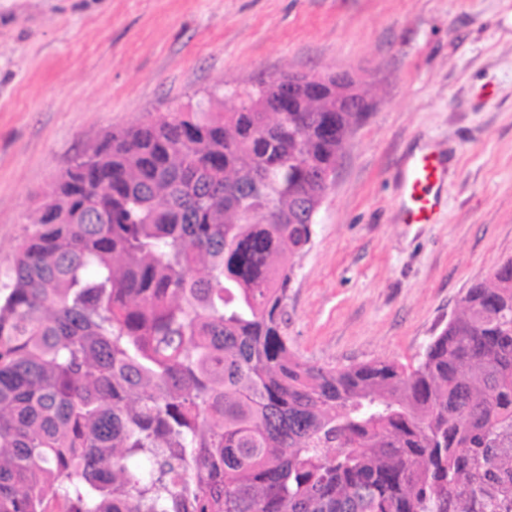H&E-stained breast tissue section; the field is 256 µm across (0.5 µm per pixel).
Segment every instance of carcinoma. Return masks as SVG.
Wrapping results in <instances>:
<instances>
[{"instance_id":"carcinoma-1","label":"carcinoma","mask_w":512,"mask_h":512,"mask_svg":"<svg viewBox=\"0 0 512 512\" xmlns=\"http://www.w3.org/2000/svg\"><path fill=\"white\" fill-rule=\"evenodd\" d=\"M346 79L210 92L44 194L0 274V512H512V259L412 363L290 345Z\"/></svg>"}]
</instances>
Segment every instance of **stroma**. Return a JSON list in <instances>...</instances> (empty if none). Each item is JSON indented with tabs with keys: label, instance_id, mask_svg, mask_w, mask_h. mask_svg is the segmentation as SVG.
<instances>
[{
	"label": "stroma",
	"instance_id": "stroma-1",
	"mask_svg": "<svg viewBox=\"0 0 512 512\" xmlns=\"http://www.w3.org/2000/svg\"><path fill=\"white\" fill-rule=\"evenodd\" d=\"M364 78L288 297L295 352L412 361L512 259V0H0V271L73 159L194 95ZM448 158L436 223L401 224L403 158Z\"/></svg>",
	"mask_w": 512,
	"mask_h": 512
}]
</instances>
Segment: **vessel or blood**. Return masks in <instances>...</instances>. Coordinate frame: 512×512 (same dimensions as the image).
<instances>
[{"instance_id": "b4317fda", "label": "vessel or blood", "mask_w": 512, "mask_h": 512, "mask_svg": "<svg viewBox=\"0 0 512 512\" xmlns=\"http://www.w3.org/2000/svg\"><path fill=\"white\" fill-rule=\"evenodd\" d=\"M446 177L442 155L422 148L404 161L398 195V220L403 224H432L436 221Z\"/></svg>"}]
</instances>
